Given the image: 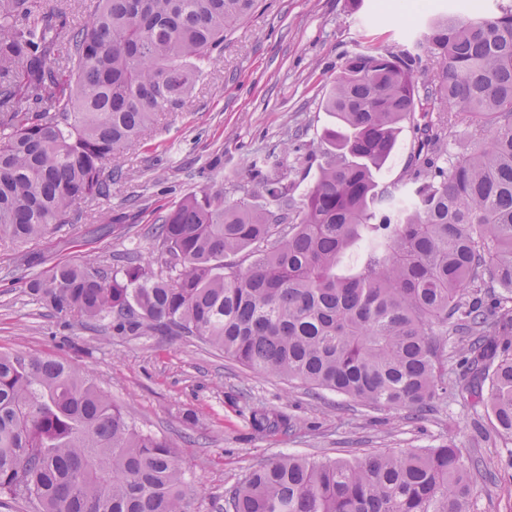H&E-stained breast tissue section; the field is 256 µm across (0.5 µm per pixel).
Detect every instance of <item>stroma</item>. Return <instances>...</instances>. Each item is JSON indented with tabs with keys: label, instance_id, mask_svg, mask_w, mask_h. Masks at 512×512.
Masks as SVG:
<instances>
[{
	"label": "stroma",
	"instance_id": "stroma-1",
	"mask_svg": "<svg viewBox=\"0 0 512 512\" xmlns=\"http://www.w3.org/2000/svg\"><path fill=\"white\" fill-rule=\"evenodd\" d=\"M422 29L406 0H263L207 65L184 104L163 114L147 140L122 160L109 202L78 205L70 223L21 248L0 242V350L39 354L79 367L111 394L137 427L172 439L196 488L192 512H224L228 492L260 461L283 454L350 460L369 453L455 442L487 472L472 512H512V483L491 418L455 395L419 418L406 408L370 410L329 391L253 371L187 336L116 335L38 303L27 283L51 265L90 261L116 270L134 261L159 271L167 254L152 234L181 198L220 190L226 202L252 185L250 161L279 158L304 195L314 182L302 160H321L335 118L323 107L346 58L365 48L395 52ZM416 148L403 124L396 152L377 174L401 181ZM111 212L117 231L93 237L92 218ZM264 405L288 412L287 433L254 435L243 414Z\"/></svg>",
	"mask_w": 512,
	"mask_h": 512
}]
</instances>
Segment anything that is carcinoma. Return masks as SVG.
Listing matches in <instances>:
<instances>
[{"mask_svg":"<svg viewBox=\"0 0 512 512\" xmlns=\"http://www.w3.org/2000/svg\"><path fill=\"white\" fill-rule=\"evenodd\" d=\"M257 0H0V241L24 245L82 201L112 196L113 170L157 115L178 109ZM436 71L419 84L404 48L350 56L324 108L326 157L297 201L268 157L233 203L205 192L159 217L166 274L107 275L58 262L28 291L59 314L109 319L118 335L195 336L252 370L372 408L419 416L450 392L481 405L512 444V5L428 21ZM26 107H19V103ZM437 102L448 119L433 122ZM418 132L403 183L380 186L401 122ZM467 128V151L448 132ZM261 197L268 206L252 202ZM367 242L358 271L336 268ZM246 253L245 268L227 262ZM497 292L485 297V286ZM471 336L460 381L448 333ZM288 412L249 408L259 436ZM176 444L137 428L89 375L0 351V498L34 512H191ZM476 461L452 444L353 461L288 455L231 490L232 512H471Z\"/></svg>","mask_w":512,"mask_h":512,"instance_id":"cac0c4a2","label":"carcinoma"}]
</instances>
